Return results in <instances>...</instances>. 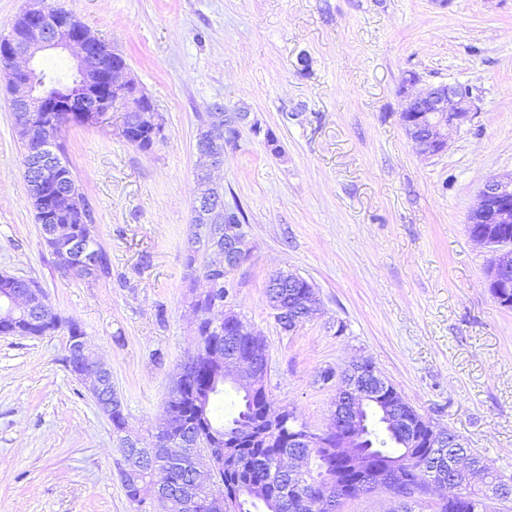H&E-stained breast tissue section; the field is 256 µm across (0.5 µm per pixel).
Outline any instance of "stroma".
<instances>
[{
  "mask_svg": "<svg viewBox=\"0 0 512 512\" xmlns=\"http://www.w3.org/2000/svg\"><path fill=\"white\" fill-rule=\"evenodd\" d=\"M121 54L164 123L151 151L124 114L62 129L111 274H61L35 221L0 86V272L35 280L112 368L130 429L163 421L196 345L185 256L195 135L213 104L246 112L214 177L245 212L248 260L228 308L263 343L266 390L316 432L336 387L320 371L368 360L431 424L512 477V308L488 287L495 248L467 216L512 171V0H45ZM411 94L458 83L472 119L439 155L401 121ZM319 292L294 332L266 301L276 272ZM65 332L0 335V512H134L110 421L64 363Z\"/></svg>",
  "mask_w": 512,
  "mask_h": 512,
  "instance_id": "stroma-1",
  "label": "stroma"
}]
</instances>
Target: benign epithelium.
I'll return each mask as SVG.
<instances>
[{
    "label": "benign epithelium",
    "mask_w": 512,
    "mask_h": 512,
    "mask_svg": "<svg viewBox=\"0 0 512 512\" xmlns=\"http://www.w3.org/2000/svg\"><path fill=\"white\" fill-rule=\"evenodd\" d=\"M22 33L10 36L0 42V55L7 58L12 74V96L10 107L21 140L28 157L34 160L32 170L25 176L27 195L37 204L39 224L43 238L54 244L56 263L60 269L83 279H95L98 274V246L90 233L71 236L62 231V218L79 210L83 194L77 183L65 179L62 161L56 144L60 140L63 125L56 116L66 113L83 123L97 124L112 111L116 102H121L125 112L124 126L132 124L149 126L155 123L157 109L154 104H145L142 92L138 90L128 65L109 69L107 57L117 56L100 39L90 35L67 14L59 13L40 5L23 15ZM68 50L76 63L70 80L57 87V92L38 93L42 71L38 66L40 54L48 50ZM210 118L197 128L196 150L199 156L197 174L211 182L213 192L207 197L194 200L197 213L204 217L222 207L223 187L212 182L211 170L224 164V142L221 132L230 125L235 128L246 124L248 113L224 111L221 104L210 108ZM472 101L469 91L459 84L432 86L422 95L410 97L403 109L401 120L410 139L420 153L435 156L448 144V139L471 120ZM479 207L467 217L470 237L477 243L497 247L499 256L488 274V288L497 291L501 298L512 292V237L493 234L496 226H512V173L490 177L480 191ZM206 251L219 256L206 265L222 267L227 273L237 270L247 259L243 248L241 226L224 225V239L206 243ZM1 279L10 282L7 298L8 311L16 319L31 326H40L54 314L45 293L37 288L12 283L14 276L0 274ZM318 301L312 300L296 317L289 309L276 305L272 307L275 317H291L298 324L306 321L314 312ZM66 349L74 359L73 373L90 382L88 392L93 399L102 396L105 390H112V370L102 362L90 348L86 336L77 333L67 337ZM213 366L224 368V381L242 390H254L265 386L267 357L259 344H254L249 357L243 359L228 347L203 350L199 347L187 354L179 364V373L174 381L169 399L181 398L191 368L199 358ZM391 384L380 374L363 370V364L348 366V377L340 379L336 388V403L333 424L325 432L316 433L300 425L290 433L289 442L294 448H328L344 456L354 455L359 441L358 412L368 402L380 396ZM390 424L400 431L413 433V424L400 410L399 403L391 402L388 407ZM177 425L170 416L157 427L150 438L132 435L128 430L119 433L123 457L128 463L126 473L135 475L145 465L146 459L166 448H175L181 438L171 437L167 426ZM432 447L454 448L458 438L448 431H430ZM184 444V443H182ZM186 457H170V465L190 470L191 483L185 488L189 494L191 508L200 512H237L235 503L224 500L216 494L200 499L196 496V485L204 478L224 469L227 449L223 438L212 431L202 450L197 444L186 443ZM209 461L205 472L198 467L200 458ZM458 483L470 489L476 488L473 473L461 466L457 460L448 461V479L433 482L438 487ZM484 492L494 499L512 497V483L503 479L485 485ZM341 499L336 497V486L321 487L315 483L311 488L296 493L300 512H314V507L323 505L322 512H337Z\"/></svg>",
    "instance_id": "obj_1"
}]
</instances>
